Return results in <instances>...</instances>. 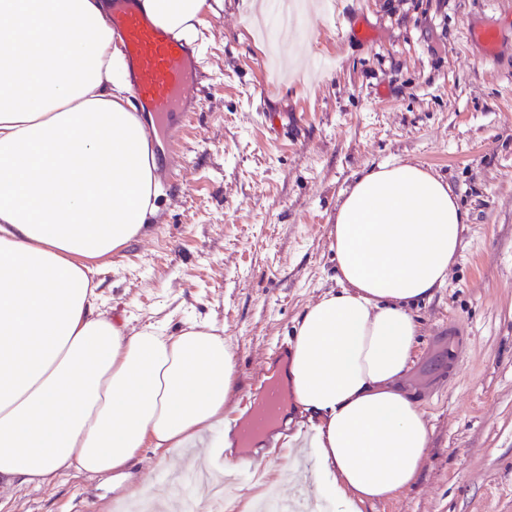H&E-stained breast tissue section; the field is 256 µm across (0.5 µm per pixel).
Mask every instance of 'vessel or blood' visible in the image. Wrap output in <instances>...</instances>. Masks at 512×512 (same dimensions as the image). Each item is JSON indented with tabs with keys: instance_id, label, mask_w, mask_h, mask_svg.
Here are the masks:
<instances>
[{
	"instance_id": "1",
	"label": "vessel or blood",
	"mask_w": 512,
	"mask_h": 512,
	"mask_svg": "<svg viewBox=\"0 0 512 512\" xmlns=\"http://www.w3.org/2000/svg\"><path fill=\"white\" fill-rule=\"evenodd\" d=\"M141 0H109L105 22L125 52L131 92L152 123L187 122L197 111L196 87L201 65L193 49L145 13ZM471 41L479 43L486 57H494L500 41L492 26L470 29ZM263 401L249 412L250 431H238L241 446L267 430L268 419L281 408L276 388L260 380Z\"/></svg>"
}]
</instances>
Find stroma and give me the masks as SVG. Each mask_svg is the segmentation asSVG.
I'll use <instances>...</instances> for the list:
<instances>
[{
	"label": "stroma",
	"mask_w": 512,
	"mask_h": 512,
	"mask_svg": "<svg viewBox=\"0 0 512 512\" xmlns=\"http://www.w3.org/2000/svg\"><path fill=\"white\" fill-rule=\"evenodd\" d=\"M292 38H260L261 9L224 0L204 16L198 111L144 232L90 260L95 302L174 333L211 323L231 343L239 396L289 344L298 316L336 287L331 216L376 164L412 161L448 180L467 214L445 288L411 308L410 370L430 429L417 482L365 512H512V0H308ZM501 32L494 58L470 27ZM242 507L282 501L337 512L312 485L315 451L252 454ZM157 495L191 497L170 464L137 462ZM125 491L69 472L0 488V512H114Z\"/></svg>",
	"instance_id": "stroma-1"
}]
</instances>
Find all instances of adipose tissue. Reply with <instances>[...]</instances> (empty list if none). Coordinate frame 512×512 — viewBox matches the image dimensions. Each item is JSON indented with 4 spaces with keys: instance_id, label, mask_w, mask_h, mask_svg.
I'll return each mask as SVG.
<instances>
[{
    "instance_id": "obj_1",
    "label": "adipose tissue",
    "mask_w": 512,
    "mask_h": 512,
    "mask_svg": "<svg viewBox=\"0 0 512 512\" xmlns=\"http://www.w3.org/2000/svg\"><path fill=\"white\" fill-rule=\"evenodd\" d=\"M224 0H142L193 41ZM101 0H0V486L61 474L123 485L145 451L166 458L224 424L238 393L215 326L167 335L103 316L87 260L139 236L155 211V154ZM465 214L441 176L384 162L339 197L340 290L298 317L285 372L311 437L318 493L342 512L419 477L430 431L404 380L410 306L448 280Z\"/></svg>"
}]
</instances>
